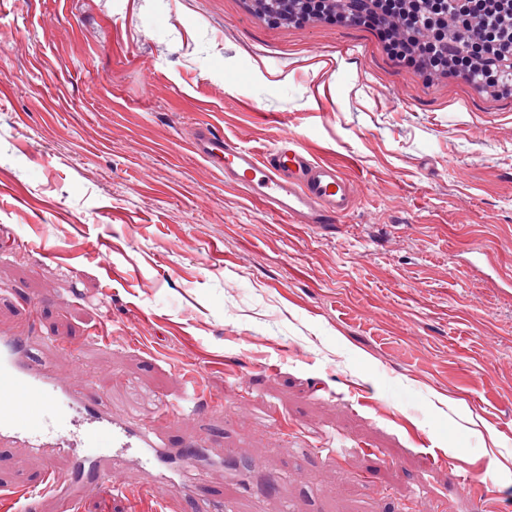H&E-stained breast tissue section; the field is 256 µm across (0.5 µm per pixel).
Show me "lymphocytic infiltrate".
<instances>
[{
    "label": "lymphocytic infiltrate",
    "mask_w": 512,
    "mask_h": 512,
    "mask_svg": "<svg viewBox=\"0 0 512 512\" xmlns=\"http://www.w3.org/2000/svg\"><path fill=\"white\" fill-rule=\"evenodd\" d=\"M272 21L323 18L378 30L399 62L426 74L450 70L474 84L512 88V0H268Z\"/></svg>",
    "instance_id": "1"
}]
</instances>
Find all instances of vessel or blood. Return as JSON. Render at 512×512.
<instances>
[{
    "label": "vessel or blood",
    "instance_id": "b4317fda",
    "mask_svg": "<svg viewBox=\"0 0 512 512\" xmlns=\"http://www.w3.org/2000/svg\"><path fill=\"white\" fill-rule=\"evenodd\" d=\"M193 152L224 173L226 182L244 190L266 211L298 224L327 227L340 223L354 201V181L336 166L319 162L294 134H285L265 153L199 125ZM36 338L21 330L0 336V443L21 441L43 458L61 448L79 450L83 460L108 468L136 464L156 472L157 482L142 492L155 498L157 512H168L160 484L176 482L200 512H238L236 487L215 502L202 494L195 443L171 447L158 431L131 416L113 415L102 401L85 394L79 380L62 383L37 358Z\"/></svg>",
    "mask_w": 512,
    "mask_h": 512
}]
</instances>
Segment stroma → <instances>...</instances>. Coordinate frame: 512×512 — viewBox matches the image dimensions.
<instances>
[{"mask_svg":"<svg viewBox=\"0 0 512 512\" xmlns=\"http://www.w3.org/2000/svg\"><path fill=\"white\" fill-rule=\"evenodd\" d=\"M199 123L295 133L352 210L270 214L193 153ZM511 277L512 93L245 0H0V334L35 326L55 374L197 441L208 493L232 460L282 478L261 512H477L482 465L512 512ZM189 373L222 408L182 413ZM48 467L75 457L0 447V512Z\"/></svg>","mask_w":512,"mask_h":512,"instance_id":"35a3bbf8","label":"stroma"}]
</instances>
